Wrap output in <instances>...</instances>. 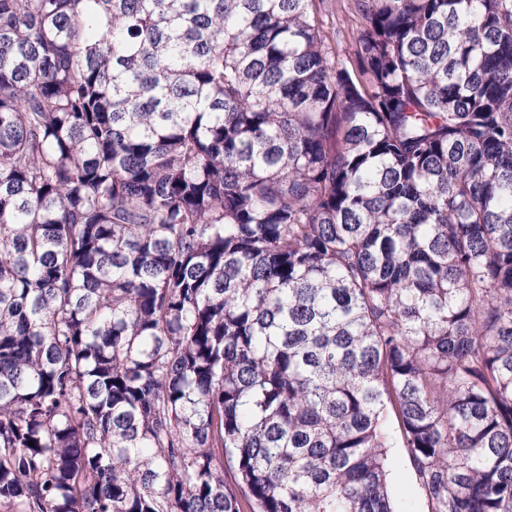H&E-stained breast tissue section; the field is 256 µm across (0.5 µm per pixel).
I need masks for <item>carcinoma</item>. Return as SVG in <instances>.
Segmentation results:
<instances>
[{
    "label": "carcinoma",
    "instance_id": "carcinoma-1",
    "mask_svg": "<svg viewBox=\"0 0 512 512\" xmlns=\"http://www.w3.org/2000/svg\"><path fill=\"white\" fill-rule=\"evenodd\" d=\"M320 2L0 0V512H512V0ZM349 0H324L322 6V19L324 27L327 31L337 33V38L340 47L346 52L353 50L352 46V31H351V15L349 13L348 5ZM388 455L391 463L388 482L395 509L398 512H428L404 449L389 448Z\"/></svg>",
    "mask_w": 512,
    "mask_h": 512
}]
</instances>
